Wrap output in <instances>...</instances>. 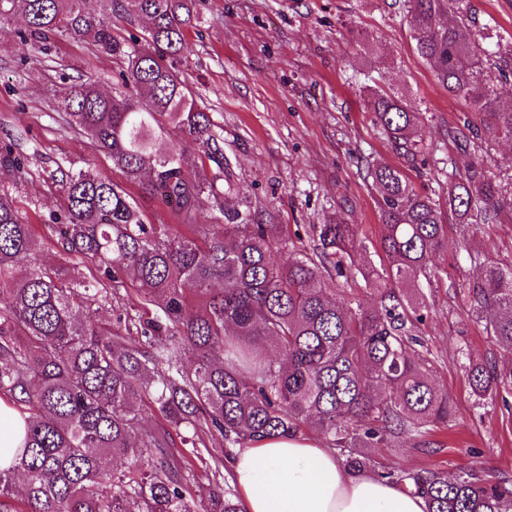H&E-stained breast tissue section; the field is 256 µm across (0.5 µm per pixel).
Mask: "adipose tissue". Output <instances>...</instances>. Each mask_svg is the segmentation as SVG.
Returning <instances> with one entry per match:
<instances>
[{
    "label": "adipose tissue",
    "instance_id": "1",
    "mask_svg": "<svg viewBox=\"0 0 512 512\" xmlns=\"http://www.w3.org/2000/svg\"><path fill=\"white\" fill-rule=\"evenodd\" d=\"M229 481L240 512H425L422 497L347 470L333 449L304 437L237 449Z\"/></svg>",
    "mask_w": 512,
    "mask_h": 512
}]
</instances>
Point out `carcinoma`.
Returning <instances> with one entry per match:
<instances>
[{"mask_svg":"<svg viewBox=\"0 0 512 512\" xmlns=\"http://www.w3.org/2000/svg\"><path fill=\"white\" fill-rule=\"evenodd\" d=\"M0 0V24L20 14L21 43L67 38L118 58L121 88L71 86L58 99L69 128L90 139L122 173L62 165L52 174L65 196V221L53 226L62 248L55 265L39 261L40 243L14 199L0 189V399L25 423L21 447L0 468V512H239L224 483L236 446L310 434L328 440L358 474L370 467L360 447L394 437L424 438L448 422L447 393L411 334L426 308L418 281H431L451 215L463 230L512 219V191L483 160L448 186V209L415 190L408 170L427 150L423 113L379 86L365 107L400 167L370 170L383 223L379 264L356 263L367 251L355 224H309L314 245L293 246L284 225L252 210L230 179L229 161L209 114L180 76L197 25L194 0ZM420 58L448 94L484 114L448 127L466 152L485 134H512V60L491 36L474 31L464 0H402ZM144 18L139 36L119 39L112 17ZM181 142L215 170L188 169ZM0 168L22 178L20 157L0 147ZM175 207L194 238L168 224H147L134 191ZM221 215L196 223L202 198ZM360 275L375 299L351 306L335 278ZM131 278L138 305L105 324L100 311L120 300ZM474 311H492L484 330L509 363L470 360L468 385L479 400L512 390V266L485 265L469 284ZM275 355L264 356L256 343ZM158 423L142 424L143 408ZM182 432L174 454L169 428ZM217 433L224 443L202 440ZM120 466H105L107 458ZM206 470V483L196 471ZM377 475L423 497L426 512H512V485L473 474L381 468Z\"/></svg>","mask_w":512,"mask_h":512,"instance_id":"obj_1","label":"carcinoma"}]
</instances>
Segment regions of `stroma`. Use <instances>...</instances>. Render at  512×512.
I'll return each mask as SVG.
<instances>
[{
  "instance_id": "obj_1",
  "label": "stroma",
  "mask_w": 512,
  "mask_h": 512,
  "mask_svg": "<svg viewBox=\"0 0 512 512\" xmlns=\"http://www.w3.org/2000/svg\"><path fill=\"white\" fill-rule=\"evenodd\" d=\"M389 0H195L198 26L187 32L194 52L184 77L210 113L230 162V177L251 205L295 227L332 222L344 214L377 249L382 221L370 163L401 160L366 112L367 80L398 90L426 117V162L409 177L418 192L444 197L471 155L482 156L503 185L512 186V137L477 141L471 153L448 144V128L464 113L415 50ZM478 27L492 30L497 50L512 54V0H468ZM21 18L0 25V146L15 147L28 171L13 196L35 237L42 261L58 262L51 224L66 201L51 178L60 164L113 171L111 158L69 129L56 105L60 92L84 80L111 88L119 62L91 45L56 40L48 53L21 44ZM512 265V222L449 230L442 273L421 286L429 314L418 331L437 386L453 413L433 445L411 437L367 454L379 465L456 475L476 471L512 480V392L476 401L466 382L465 357L504 360L475 316L467 288L486 261Z\"/></svg>"
}]
</instances>
